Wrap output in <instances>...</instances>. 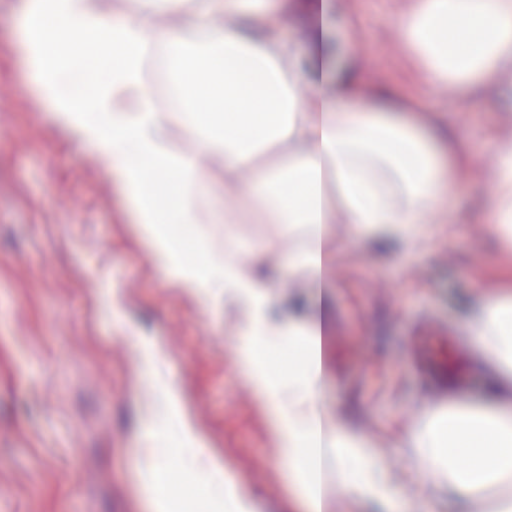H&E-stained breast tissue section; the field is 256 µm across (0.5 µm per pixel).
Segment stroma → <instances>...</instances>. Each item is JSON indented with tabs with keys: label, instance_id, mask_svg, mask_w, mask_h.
Here are the masks:
<instances>
[{
	"label": "stroma",
	"instance_id": "1",
	"mask_svg": "<svg viewBox=\"0 0 512 512\" xmlns=\"http://www.w3.org/2000/svg\"><path fill=\"white\" fill-rule=\"evenodd\" d=\"M401 0H341L326 19L330 71L356 65L376 82L421 96L452 126L472 163L447 208L422 219L414 251L346 240L332 263L326 311L335 343L322 396L357 426L378 432L424 421L448 382L477 396L483 376L455 378L416 353L429 333L463 336L465 305L499 271L486 224L489 148L512 92L462 93L429 85L395 45ZM358 35L345 43L350 19ZM105 163L18 78L0 80V512H149L136 478L137 411L156 391L139 366L144 343L162 356L184 413L211 453L262 485L261 512H303L271 434L274 415L230 343L233 307L182 288L140 238ZM218 208L243 247L275 241L277 268L296 242L275 224H246L237 199ZM137 459H127L130 448Z\"/></svg>",
	"mask_w": 512,
	"mask_h": 512
}]
</instances>
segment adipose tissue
<instances>
[{"mask_svg":"<svg viewBox=\"0 0 512 512\" xmlns=\"http://www.w3.org/2000/svg\"><path fill=\"white\" fill-rule=\"evenodd\" d=\"M289 4L192 0L174 13L168 0H132L124 11L113 0H22L14 59L54 119L106 158L107 177L177 279L247 311L234 348L266 386L267 406L279 419V452L305 512H329L323 463L331 450L353 501L385 512H430L422 494H397L391 470L371 453L372 436L324 405L322 363L306 358L294 367L283 403L259 348L273 336L308 344L324 315L336 222L359 241L382 235L418 245L421 217L442 208L472 156L451 129L391 87H366L355 72L328 76L323 20L332 0H305L307 15L319 22L306 27L302 51L269 22ZM397 25L403 53L429 85L512 84V0H420ZM158 57L179 91L176 121L148 80ZM491 147L497 165L487 222L499 245H512V135ZM204 156L237 174L235 191L248 214L300 228L304 243L282 269L308 284L301 321L274 325L273 279L242 259L236 242L225 240L223 258L185 261L182 243L202 221L200 200L214 194L203 179ZM466 347L483 371L484 393L449 390L447 407L427 411L426 428L392 436L393 445L407 438L423 448L426 478L445 480L458 512H473L482 491L512 480V281L476 305ZM162 392V411L139 420L143 440L166 435L188 470L216 489L211 512H257L259 492L209 453L174 391ZM462 451L470 466H460ZM493 512H512L511 492L499 491Z\"/></svg>","mask_w":512,"mask_h":512,"instance_id":"1","label":"adipose tissue"}]
</instances>
